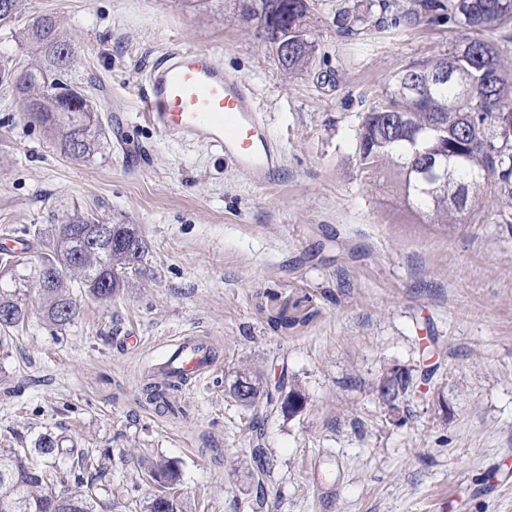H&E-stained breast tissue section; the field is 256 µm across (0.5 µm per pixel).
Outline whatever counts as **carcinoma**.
Segmentation results:
<instances>
[{"label":"carcinoma","instance_id":"1","mask_svg":"<svg viewBox=\"0 0 512 512\" xmlns=\"http://www.w3.org/2000/svg\"><path fill=\"white\" fill-rule=\"evenodd\" d=\"M0 11V24L12 25L25 13L26 0H8ZM503 0H474L469 11H461L457 0H413L411 9L390 13L389 0H359L336 12V24L349 34L368 22L380 9L390 25H414L427 19L456 27L455 43L445 53L413 62L401 69L382 99L362 117L356 131L361 164L369 174L388 167L397 187L414 211L429 223L452 232L458 225L479 219L489 200L502 211L512 208V69L497 60L495 42L485 33L512 25V9ZM315 4L310 0H248L241 21L254 27L272 46L278 64L286 72L302 71L312 64L315 42L309 19ZM288 39V54H282V39ZM19 39L36 47L29 61L0 51V87L23 102L24 121L39 126L51 146L75 164L85 163L105 149L107 122L87 92L68 82L74 51L53 15H42L24 25ZM439 162L437 182L428 186L421 174L426 160ZM101 220L63 212L46 228L34 232L45 247L42 260L30 266L28 258L10 252L0 254V331L24 325L26 283L41 303L44 318L64 327L78 314L73 284L87 295L108 300L123 287L128 275L141 270L149 253L147 241L136 224L112 225V239L86 243L80 232ZM236 378L253 383L252 396L241 400L251 407L261 392L256 371H243ZM173 384L149 382L143 388L147 403H167ZM376 388L380 400L393 410L408 397L409 385L401 387L380 376ZM305 403L302 390L293 388L281 410L299 412ZM63 455L50 434L41 435L32 448L0 449V512H97L93 494L79 490L53 491L57 460ZM241 462L257 486L264 488L270 474L268 450L253 448ZM138 466L144 477L167 492L146 501L144 512H193L171 489L180 481L175 465L162 458L142 456Z\"/></svg>","mask_w":512,"mask_h":512}]
</instances>
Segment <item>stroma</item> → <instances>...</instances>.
<instances>
[{
  "label": "stroma",
  "mask_w": 512,
  "mask_h": 512,
  "mask_svg": "<svg viewBox=\"0 0 512 512\" xmlns=\"http://www.w3.org/2000/svg\"><path fill=\"white\" fill-rule=\"evenodd\" d=\"M353 2L318 0L314 62L287 73L240 22L241 0H26V18L55 14L73 41L71 81H100L112 150L70 163L0 94V237L68 211L140 225L149 246L112 301L78 297L61 329L32 310L0 341V449L57 437L56 491L80 474L100 512H143L161 491L136 478L149 453L177 464L195 512H512V231L492 202L451 235L419 222L355 140L394 75L455 30L347 36L336 12ZM178 43L251 85L283 149L267 185L142 120L141 77ZM282 310L294 327L274 326ZM186 335L218 366L183 386L178 418L145 402L143 366ZM245 366L269 391L301 389L303 410L241 407L228 389ZM429 366L398 412L373 392L382 370ZM252 448L271 454L262 497L239 464ZM85 450L105 470L80 473Z\"/></svg>",
  "instance_id": "1"
}]
</instances>
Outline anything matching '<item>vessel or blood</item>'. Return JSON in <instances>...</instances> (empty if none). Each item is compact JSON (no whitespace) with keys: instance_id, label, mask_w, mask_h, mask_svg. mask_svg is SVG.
<instances>
[{"instance_id":"vessel-or-blood-1","label":"vessel or blood","mask_w":512,"mask_h":512,"mask_svg":"<svg viewBox=\"0 0 512 512\" xmlns=\"http://www.w3.org/2000/svg\"><path fill=\"white\" fill-rule=\"evenodd\" d=\"M142 116L162 137L195 141L213 148L225 163L257 185L267 184L282 164L248 84L225 73L208 50H165L141 83ZM216 366L198 338L175 344L163 369L173 379H203Z\"/></svg>"}]
</instances>
